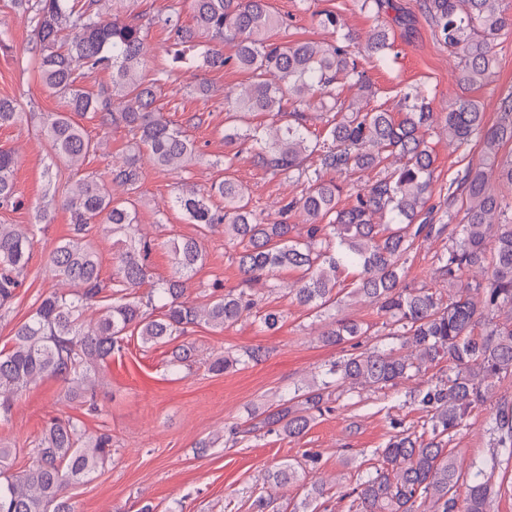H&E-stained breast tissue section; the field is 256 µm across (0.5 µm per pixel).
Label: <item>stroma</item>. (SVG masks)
I'll return each instance as SVG.
<instances>
[{"instance_id": "1", "label": "stroma", "mask_w": 512, "mask_h": 512, "mask_svg": "<svg viewBox=\"0 0 512 512\" xmlns=\"http://www.w3.org/2000/svg\"><path fill=\"white\" fill-rule=\"evenodd\" d=\"M393 2L410 16L411 30L395 26L393 13L377 16L361 11L357 0H267V5L270 12L287 17V35L292 41L328 38V30L318 23L323 11L340 14L346 28L360 38L376 24L393 27L394 47L386 58L362 61L376 91L373 105L400 113L404 92L421 88L429 91L434 111H442L464 95L481 104L487 124L498 122L499 99L512 92V30L496 43L490 83L466 91L457 82V58L436 41L430 23L417 11V0ZM174 4L181 6L183 17H190V0H119L117 5L121 15L140 18L147 24L148 54L142 68L145 79L154 78L169 66L168 34L154 25L153 19ZM0 32L6 35L0 44V97L16 100L25 114L22 123L0 128V150L19 157L16 185L20 200L17 207L0 208V224H30L47 201L49 180L61 184L74 176L54 156L41 131L43 114L62 111L63 101L42 85L34 69L26 15L0 6ZM202 80L211 88L206 99L190 92ZM247 81V73L234 68L204 71L186 65L158 89L164 116L184 126L202 157L182 172L143 161L139 220L159 243L150 266L155 281L173 273L168 240L200 238L206 260L193 273L187 290L188 299L196 303L207 300L213 283L232 288L241 275L232 258L233 246L225 242L223 234L201 235L197 225L187 223L172 207L171 198L177 190L185 185L203 190L212 181L231 176L247 188L253 205L269 222L275 219L276 201L299 191L287 178L254 165L246 154L230 169L216 165L228 151L224 143L225 95ZM70 233L68 212L56 208L34 244L22 288L9 307L0 310V349L11 346L15 327L51 288L52 281L44 271L45 255ZM295 277L292 271L279 272L282 293L263 301L264 306L283 310L286 315L274 334L260 333L248 318L223 330L199 326L186 337L196 349L191 368L172 366L171 346L147 348L137 340L131 341L122 356L102 366L104 415L83 419L88 433H111L112 461L89 480L68 488L75 512H139L147 503L155 512H253L252 503L259 492L257 480L265 469L301 460L306 451L319 456L316 465L307 467V476L327 480L320 512H346L342 496L356 480L358 463L387 441L390 418L413 426L422 417L417 405L406 402L403 391L365 392L353 398L341 394L335 412L319 417L296 440L257 435L234 448H212L203 454L196 450L199 441L220 434L224 425L250 420L343 356V348L318 340L321 323L314 313L293 303L286 294V286ZM257 345L267 351L262 362L218 375L210 371L209 363L217 354ZM67 416L82 417L80 409L65 399L63 384L56 378H44L18 395L10 416L0 422V446L12 449L14 471L32 465L31 450L46 424ZM448 447L465 464L481 465L490 454L484 413L473 414Z\"/></svg>"}]
</instances>
